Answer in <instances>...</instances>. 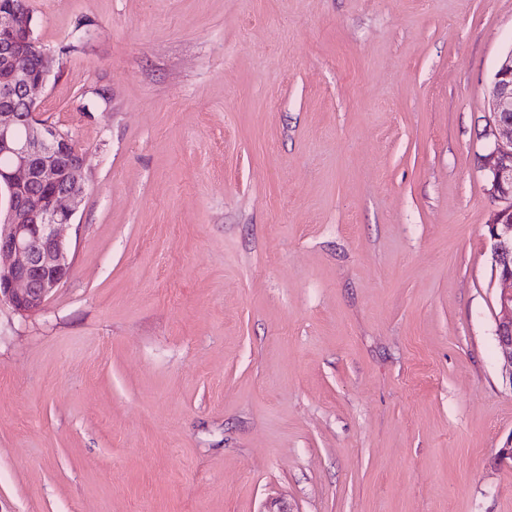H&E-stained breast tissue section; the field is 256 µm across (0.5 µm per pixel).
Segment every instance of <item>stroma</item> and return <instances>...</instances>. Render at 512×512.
<instances>
[{
    "label": "stroma",
    "instance_id": "35a3bbf8",
    "mask_svg": "<svg viewBox=\"0 0 512 512\" xmlns=\"http://www.w3.org/2000/svg\"><path fill=\"white\" fill-rule=\"evenodd\" d=\"M29 4L89 181L69 279L0 302V512H512V0ZM484 135L491 139L480 155L487 192L497 203L486 226L495 273L510 288L496 299L495 336L502 354V376L512 387V48L499 60L488 96Z\"/></svg>",
    "mask_w": 512,
    "mask_h": 512
}]
</instances>
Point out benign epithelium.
<instances>
[{"mask_svg": "<svg viewBox=\"0 0 512 512\" xmlns=\"http://www.w3.org/2000/svg\"><path fill=\"white\" fill-rule=\"evenodd\" d=\"M31 12L13 3L0 10V301L17 312L35 313L66 282L72 262L66 229L74 224L89 176L83 152L60 128L37 117V107L55 59L37 48ZM38 58L37 72L27 59ZM30 110L18 112L16 98ZM480 155L487 192L497 203L487 222L495 273L509 284L496 299L495 336L502 376L512 386V49L498 62L488 96Z\"/></svg>", "mask_w": 512, "mask_h": 512, "instance_id": "benign-epithelium-1", "label": "benign epithelium"}]
</instances>
